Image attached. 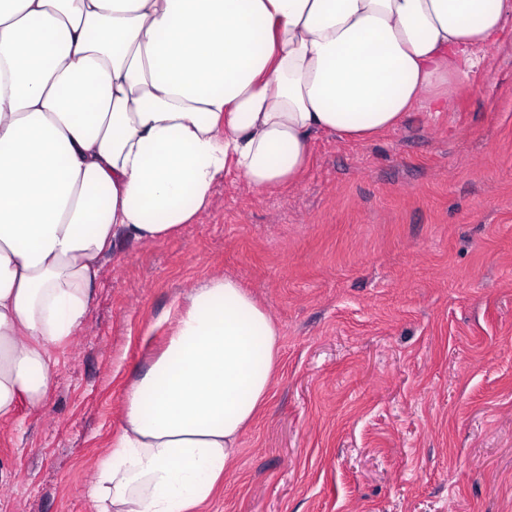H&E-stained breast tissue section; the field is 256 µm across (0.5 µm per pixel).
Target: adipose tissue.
Segmentation results:
<instances>
[{
    "mask_svg": "<svg viewBox=\"0 0 512 512\" xmlns=\"http://www.w3.org/2000/svg\"><path fill=\"white\" fill-rule=\"evenodd\" d=\"M493 50L512 0H0V419L45 401L116 237H173L229 176L298 184L313 134L448 111ZM280 340L236 278L194 288L126 393L92 512H199Z\"/></svg>",
    "mask_w": 512,
    "mask_h": 512,
    "instance_id": "obj_1",
    "label": "adipose tissue"
}]
</instances>
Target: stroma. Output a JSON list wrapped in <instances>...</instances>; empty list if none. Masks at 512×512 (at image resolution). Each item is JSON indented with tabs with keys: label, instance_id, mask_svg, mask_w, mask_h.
Instances as JSON below:
<instances>
[{
	"label": "stroma",
	"instance_id": "35a3bbf8",
	"mask_svg": "<svg viewBox=\"0 0 512 512\" xmlns=\"http://www.w3.org/2000/svg\"><path fill=\"white\" fill-rule=\"evenodd\" d=\"M310 151L297 185L229 177L176 236L116 240L44 404L0 421V512H91L129 382L224 275L281 346L203 512H512V58L450 111Z\"/></svg>",
	"mask_w": 512,
	"mask_h": 512
}]
</instances>
